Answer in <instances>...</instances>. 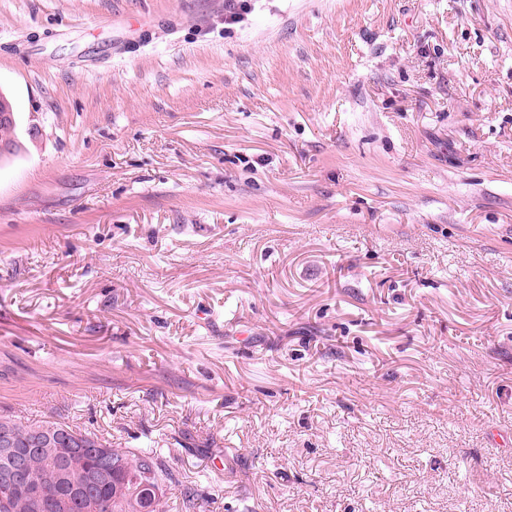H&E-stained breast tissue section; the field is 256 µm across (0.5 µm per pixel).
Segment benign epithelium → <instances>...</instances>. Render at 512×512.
<instances>
[{
    "label": "benign epithelium",
    "instance_id": "benign-epithelium-1",
    "mask_svg": "<svg viewBox=\"0 0 512 512\" xmlns=\"http://www.w3.org/2000/svg\"><path fill=\"white\" fill-rule=\"evenodd\" d=\"M43 449L53 456L64 457L71 463L81 460L82 449L75 447V441L68 437L66 431L61 433L57 445L47 449L43 439L38 436L32 439L31 447L18 448L10 430L7 428L1 429L0 454L3 455L6 465L0 471V486L9 490L17 485L29 482V457L33 452ZM116 469L117 464L112 461L110 449L105 447L98 449L95 454L94 480L107 482L111 480ZM152 491V485L145 480L141 481L139 487L133 491V495L137 496L138 499V504L135 505L136 512H150L149 496L152 495ZM74 496H76L74 492H59L50 497L42 489L32 494L31 503L33 509L39 510L44 508L45 500L49 497L56 512H68Z\"/></svg>",
    "mask_w": 512,
    "mask_h": 512
}]
</instances>
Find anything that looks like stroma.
I'll return each instance as SVG.
<instances>
[{"mask_svg": "<svg viewBox=\"0 0 512 512\" xmlns=\"http://www.w3.org/2000/svg\"><path fill=\"white\" fill-rule=\"evenodd\" d=\"M0 93V418L166 512H512V0H0ZM5 99L11 104L13 110L14 106L10 99L4 96ZM4 100L1 104L0 100V125H8L14 124L15 116L12 108L8 104V102ZM16 113V123L14 126H0V156H8L16 151V144L14 142L9 141H17V127H18V117ZM1 140H9V141H1Z\"/></svg>", "mask_w": 512, "mask_h": 512, "instance_id": "obj_1", "label": "stroma"}]
</instances>
